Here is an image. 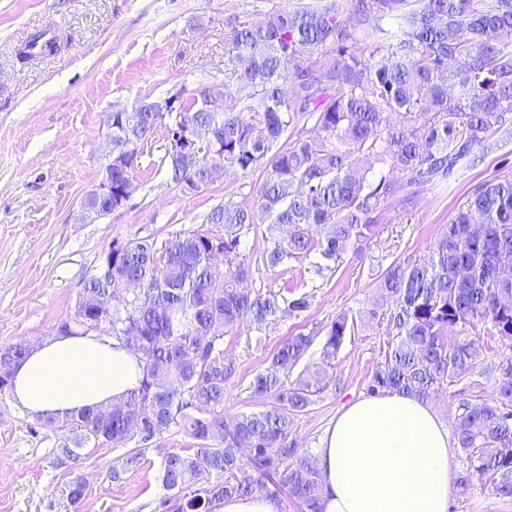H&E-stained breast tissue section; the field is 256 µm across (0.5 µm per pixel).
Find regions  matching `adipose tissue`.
<instances>
[{
	"mask_svg": "<svg viewBox=\"0 0 512 512\" xmlns=\"http://www.w3.org/2000/svg\"><path fill=\"white\" fill-rule=\"evenodd\" d=\"M142 365L111 335L56 333L15 367L10 397L33 417L62 418L122 400ZM314 457L323 512H448V430L425 401L396 393L349 403Z\"/></svg>",
	"mask_w": 512,
	"mask_h": 512,
	"instance_id": "adipose-tissue-1",
	"label": "adipose tissue"
}]
</instances>
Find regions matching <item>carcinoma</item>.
Listing matches in <instances>:
<instances>
[{
	"mask_svg": "<svg viewBox=\"0 0 512 512\" xmlns=\"http://www.w3.org/2000/svg\"><path fill=\"white\" fill-rule=\"evenodd\" d=\"M225 26L224 83L201 89L231 94L239 108L218 112L201 99L164 119L141 108L112 113V141L124 148L112 189L132 183L138 146L157 126H196L224 140L223 157L203 152L192 161L199 189L231 169L259 170L257 207H212L203 223L221 233L112 246V280L93 274L55 330L112 335L142 356L140 384L118 404L39 425L71 433L54 450L59 466L88 444L131 443L122 471L136 472L163 434L190 439L164 458L170 494L158 512H218L224 499L258 490L322 512L320 473L288 437L294 418L335 382L333 360L358 326L384 324L393 338L367 392L423 401L447 394L485 359L481 332L512 341V171L469 192L428 257L389 266L371 308L286 340L249 381L259 406L228 419L236 366L224 358V334L298 318L310 306L294 286L253 287L254 266L336 270L344 251L374 231L387 200L448 182L494 137L512 136V40L502 39L512 34V0H316ZM309 122L316 135L304 138ZM161 163L174 184L185 179L168 146ZM259 224L266 232L255 259L240 246ZM118 294L117 304L100 307ZM317 342L321 361L302 364ZM30 349L24 341L0 347L1 396ZM497 370L489 400L460 404L454 439L468 465L460 484L475 476L512 499V358Z\"/></svg>",
	"mask_w": 512,
	"mask_h": 512,
	"instance_id": "obj_1",
	"label": "carcinoma"
}]
</instances>
